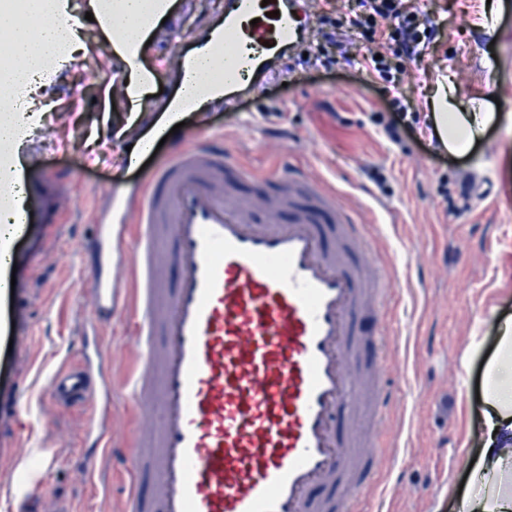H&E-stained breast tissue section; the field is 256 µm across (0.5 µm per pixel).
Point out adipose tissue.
Here are the masks:
<instances>
[{
	"label": "adipose tissue",
	"mask_w": 512,
	"mask_h": 512,
	"mask_svg": "<svg viewBox=\"0 0 512 512\" xmlns=\"http://www.w3.org/2000/svg\"><path fill=\"white\" fill-rule=\"evenodd\" d=\"M30 9L43 16L41 25L20 23L14 12L0 8V32L7 40L0 44V56L7 65L0 70V97L25 87L45 67L47 59L67 45L71 37L57 28L51 17L55 0H29ZM224 70L207 53H200L196 70L181 82L177 97L195 108L208 106L200 88L220 83ZM453 83L439 80L429 98L433 133L450 153L467 154L495 114L484 101L457 99ZM483 397L487 405L482 422V446L470 472L458 512H512V324L498 338L484 380Z\"/></svg>",
	"instance_id": "1"
}]
</instances>
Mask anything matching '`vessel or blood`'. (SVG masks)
<instances>
[{
  "mask_svg": "<svg viewBox=\"0 0 512 512\" xmlns=\"http://www.w3.org/2000/svg\"><path fill=\"white\" fill-rule=\"evenodd\" d=\"M174 6L156 0L146 36L162 33ZM305 18L302 0H224L219 31L196 45L223 60L229 97L243 70L263 86ZM245 183L266 184L268 196L244 194ZM66 198L54 180L39 198L23 197L16 235L0 239V341L19 353L28 342L23 290L11 285L17 243L35 221L56 223ZM122 209L118 230L94 217L88 245L122 246L126 226L137 228L126 284L90 275L98 318L135 320L139 356L123 386L149 425L136 435L124 512H365L395 395L383 369L390 328L361 325L394 288L361 211L306 170L271 177L202 138L171 152L147 199ZM90 372L58 371L52 403H84ZM111 421L107 394L87 431L94 448L106 449Z\"/></svg>",
  "mask_w": 512,
  "mask_h": 512,
  "instance_id": "1",
  "label": "vessel or blood"
}]
</instances>
